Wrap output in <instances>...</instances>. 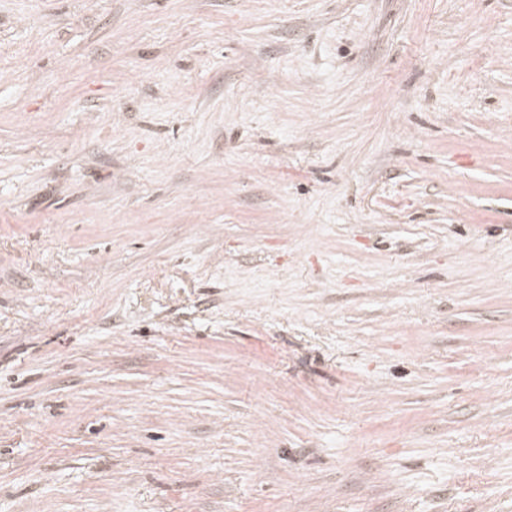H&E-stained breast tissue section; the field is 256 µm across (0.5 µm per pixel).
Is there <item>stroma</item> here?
Wrapping results in <instances>:
<instances>
[{
  "instance_id": "obj_1",
  "label": "stroma",
  "mask_w": 512,
  "mask_h": 512,
  "mask_svg": "<svg viewBox=\"0 0 512 512\" xmlns=\"http://www.w3.org/2000/svg\"><path fill=\"white\" fill-rule=\"evenodd\" d=\"M0 512H512V0H0Z\"/></svg>"
}]
</instances>
